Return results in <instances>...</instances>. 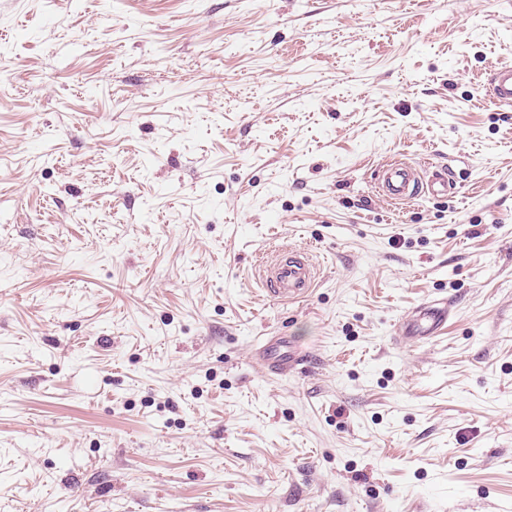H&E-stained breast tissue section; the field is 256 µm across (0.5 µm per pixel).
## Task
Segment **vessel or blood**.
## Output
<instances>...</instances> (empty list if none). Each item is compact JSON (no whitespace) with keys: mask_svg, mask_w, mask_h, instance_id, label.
<instances>
[{"mask_svg":"<svg viewBox=\"0 0 512 512\" xmlns=\"http://www.w3.org/2000/svg\"><path fill=\"white\" fill-rule=\"evenodd\" d=\"M487 92L495 104L512 106V64L495 67L487 77ZM378 189L393 202H405L420 195L447 197L457 191V184L446 167L438 166L429 178L404 162L386 164L378 175ZM317 268L304 251H291L288 258L267 260L263 279L268 293L279 300L292 302L309 294L316 282ZM453 310L447 300L435 299L408 310L394 326L395 339L401 343H426L440 336ZM258 361L262 368L282 373L296 370L300 355L290 350L287 339L265 346Z\"/></svg>","mask_w":512,"mask_h":512,"instance_id":"vessel-or-blood-1","label":"vessel or blood"}]
</instances>
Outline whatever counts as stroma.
<instances>
[{
	"instance_id": "obj_1",
	"label": "stroma",
	"mask_w": 512,
	"mask_h": 512,
	"mask_svg": "<svg viewBox=\"0 0 512 512\" xmlns=\"http://www.w3.org/2000/svg\"><path fill=\"white\" fill-rule=\"evenodd\" d=\"M508 63L512 0H0V512H512ZM487 92L500 107L512 106V64L495 67L487 77ZM377 180L381 195L393 202H406L422 194L448 197L457 192L451 172L442 165L436 166L430 177L423 181L415 167L405 162H391L382 168ZM317 268L305 251L293 250L288 258L276 255L267 260L263 279L268 293L281 301L293 302L309 294L316 285ZM447 299H434L408 310L394 326L400 343H426L440 336L452 317ZM259 364L264 369H273L282 373L297 370L301 365V356L289 350L288 340L280 338L278 342L265 346L259 352Z\"/></svg>"
}]
</instances>
